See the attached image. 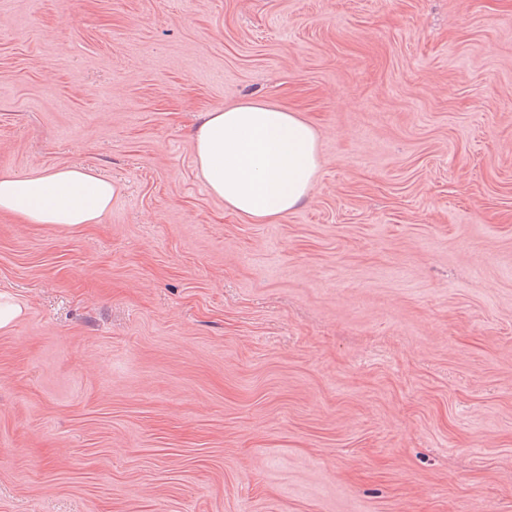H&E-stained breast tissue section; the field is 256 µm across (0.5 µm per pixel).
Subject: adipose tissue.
Listing matches in <instances>:
<instances>
[{
  "instance_id": "obj_1",
  "label": "adipose tissue",
  "mask_w": 512,
  "mask_h": 512,
  "mask_svg": "<svg viewBox=\"0 0 512 512\" xmlns=\"http://www.w3.org/2000/svg\"><path fill=\"white\" fill-rule=\"evenodd\" d=\"M209 193L225 207L265 222L300 206L317 176V136L296 113L244 99L205 113L194 134ZM110 180L76 166L39 176L0 172V212L28 224H93L110 208Z\"/></svg>"
}]
</instances>
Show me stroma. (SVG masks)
Segmentation results:
<instances>
[{
	"instance_id": "35a3bbf8",
	"label": "stroma",
	"mask_w": 512,
	"mask_h": 512,
	"mask_svg": "<svg viewBox=\"0 0 512 512\" xmlns=\"http://www.w3.org/2000/svg\"><path fill=\"white\" fill-rule=\"evenodd\" d=\"M315 129L256 224L193 135ZM0 512H512V0H0ZM194 143L209 193L256 222L300 206L320 167L312 126L271 102L244 99L206 112ZM114 191L112 181L76 166L39 176L3 170L0 212L16 215L27 224H94L111 207Z\"/></svg>"
}]
</instances>
